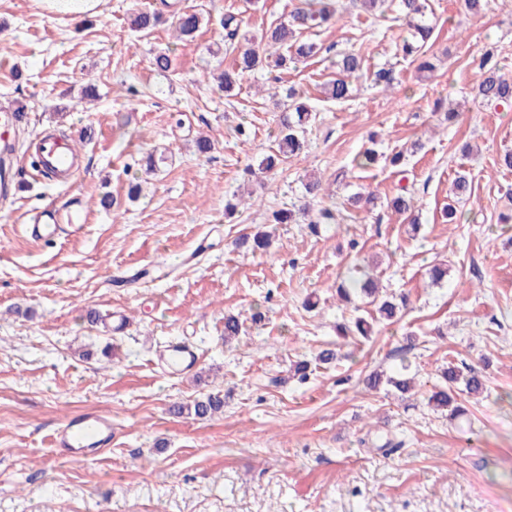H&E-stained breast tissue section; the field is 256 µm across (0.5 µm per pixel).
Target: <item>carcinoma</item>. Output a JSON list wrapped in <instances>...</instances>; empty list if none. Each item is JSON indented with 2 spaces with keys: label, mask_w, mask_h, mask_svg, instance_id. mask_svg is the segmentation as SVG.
<instances>
[{
  "label": "carcinoma",
  "mask_w": 512,
  "mask_h": 512,
  "mask_svg": "<svg viewBox=\"0 0 512 512\" xmlns=\"http://www.w3.org/2000/svg\"><path fill=\"white\" fill-rule=\"evenodd\" d=\"M301 6L295 8L288 20L271 27L255 38L245 31V23L239 14L226 12L218 20L224 30L225 51L233 54L232 66L217 76L218 87L229 93L234 87L248 77L260 71L272 74L273 71L286 65L288 61H298L311 57L316 53L314 43L302 41L304 31L321 27L332 21H338L336 0H300ZM396 18L404 19L411 29V37L404 41L402 52L409 57L423 54V48L430 39L433 27L425 22L424 0H398ZM163 22L161 11H140L131 20L133 28L145 31L150 30ZM171 24L174 26L177 38L191 40L195 38L204 24L203 15L194 10H184L173 14ZM339 60L336 67L340 77L331 81L326 87V97L337 102L346 101L352 96L353 86L351 79L362 73L361 58L355 52L343 51L337 53ZM477 87L479 93L490 103L508 106L512 104V77L501 72L497 63L489 56L483 57L477 66ZM284 115L280 119V131L277 150L263 157L260 169L271 174L288 159L300 154L305 148V134L307 126L314 119L311 106L292 87L284 91ZM336 223V211L322 207L316 219L309 222L311 232L318 234L326 232ZM243 244L251 252L265 251L270 246V235L266 232H257L253 236L245 237ZM361 293L371 295L373 289L369 283L360 282L350 278L341 282L336 288V295L342 302L350 301L351 296ZM376 306L378 317L374 321H390L399 311V306L393 301L384 298L379 301L372 300ZM243 328L240 317L234 314L224 315V341L238 337ZM344 337H367L371 333L368 322L358 317L353 326L340 327ZM441 378L443 386L433 391L428 403L435 407L449 411L454 417L463 411L459 400L462 396L477 395L486 389L483 377L472 368L462 369L453 364L442 369ZM367 385L377 389L382 385L393 387L396 391L406 394L414 388V379L406 378L403 374L388 375L384 372L372 373ZM224 408V395L219 392L208 393L202 397L185 404H175L171 412L179 417H192L194 419H207L221 412Z\"/></svg>",
  "instance_id": "1"
}]
</instances>
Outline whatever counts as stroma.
<instances>
[{
  "label": "stroma",
  "instance_id": "obj_1",
  "mask_svg": "<svg viewBox=\"0 0 512 512\" xmlns=\"http://www.w3.org/2000/svg\"><path fill=\"white\" fill-rule=\"evenodd\" d=\"M179 2L213 18L190 41L167 23L131 28L161 0H105L76 18L0 0V106L24 113L10 132L18 153L32 159L40 139L63 133L82 154L69 186L25 174L0 199V512H512V223L500 221L512 213V170L498 163L512 151V106L484 101L474 74L488 52L512 73V0L479 13L426 0L430 72L402 53L405 22L339 0V22L306 34L319 53L279 73L316 113L307 147L259 182L244 170L275 147L281 111L265 77L218 89L232 64L218 18L244 13L257 34L298 0ZM160 50L173 60L164 74L149 65ZM351 50L365 71L392 68V87L362 79L348 101L327 99L336 54ZM200 135L215 144L204 156ZM369 147L378 163L357 167ZM149 151L164 158L152 174L139 164ZM313 173L325 184L315 199L302 186ZM461 173L471 192L451 224L443 208ZM136 178L143 192L132 200ZM402 190L418 226L389 206ZM368 191L367 209L348 204ZM49 204L85 208L84 230L31 239L23 218ZM305 206L333 207L337 224L312 235ZM279 209L298 211L296 223H269ZM259 229L273 236L265 253L235 246ZM435 261L448 264L437 285L426 273ZM357 265L406 306L368 340L340 345L337 324L373 310L336 299ZM91 310L105 322L90 323ZM228 313L244 322L229 344ZM173 338L196 347L193 373L159 366ZM335 346L344 360L315 364ZM303 360L308 379L290 378ZM451 362L488 385L456 419L427 403ZM403 367L419 392L367 387L370 373ZM216 391L224 412L211 420L169 412ZM85 411L111 418L112 444L73 462L49 436Z\"/></svg>",
  "mask_w": 512,
  "mask_h": 512
}]
</instances>
